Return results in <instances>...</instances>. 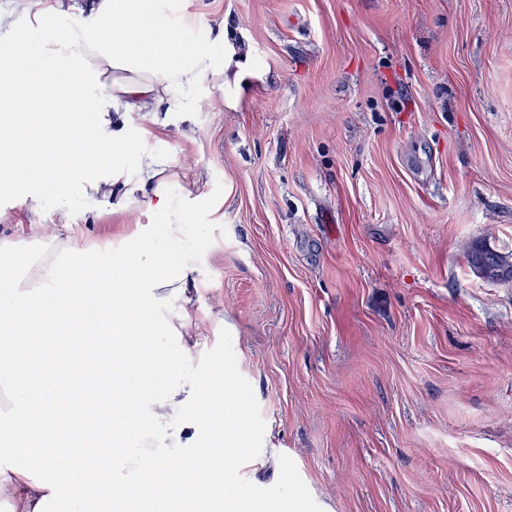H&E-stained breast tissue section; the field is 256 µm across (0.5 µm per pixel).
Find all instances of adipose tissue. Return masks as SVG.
<instances>
[{
	"label": "adipose tissue",
	"mask_w": 512,
	"mask_h": 512,
	"mask_svg": "<svg viewBox=\"0 0 512 512\" xmlns=\"http://www.w3.org/2000/svg\"><path fill=\"white\" fill-rule=\"evenodd\" d=\"M187 7L188 0H38L35 16L0 14V38L9 43L0 51V126L11 132L9 140L0 141V167L21 174L36 204L59 164L80 167L86 178L59 188L64 205L78 195L100 196L117 210L134 201L165 222L161 229L137 225L108 262L71 234L26 244L0 237V258L12 262L0 278V445L8 450L0 456V494L12 501L14 512H76L71 488L79 473L103 480L113 505L123 506L124 490L135 489L148 498L162 496L165 512H190L195 497L182 468L165 464L171 449L190 448L183 418L195 425L213 419L217 437L223 433L219 416L243 418L241 407L225 410L213 379L189 389L170 375L131 420L163 442L145 460L93 451L101 425L112 422L115 403L76 392L73 385L93 383L97 370L82 364L54 369V390L36 401L23 384L36 325L49 323L63 335L98 340L100 350L113 356L119 345L111 339L110 324L129 320L147 305L168 309L189 286L191 261L166 259L159 242L177 237L183 225L210 212L211 203L188 188H175L155 160L115 193V176L130 146L121 132L108 130L114 114L150 112L173 97L181 110H191L200 83L223 80L215 54L232 57L236 50L220 33L209 46L188 47L193 26ZM39 133L49 135L50 144L35 161L27 145ZM97 149L111 151V174L93 165ZM71 414L79 419L78 429L61 434L60 420ZM190 450L195 468L210 477L207 490L222 495L224 512H236V503L223 496L231 476L222 449ZM150 468L157 484L141 478Z\"/></svg>",
	"instance_id": "ef3b65f1"
}]
</instances>
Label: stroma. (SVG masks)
<instances>
[{"instance_id":"1","label":"stroma","mask_w":512,"mask_h":512,"mask_svg":"<svg viewBox=\"0 0 512 512\" xmlns=\"http://www.w3.org/2000/svg\"><path fill=\"white\" fill-rule=\"evenodd\" d=\"M195 42L223 29L251 70L194 111L126 113L150 156L219 207L167 256L195 288L166 316L157 380L230 376L240 512H512V0H193ZM0 195V236L70 225L120 248L147 223L103 200L39 211ZM467 256L468 263L476 274L477 271L490 273L491 281L494 282H509L512 280V262L510 258L494 252L485 244L481 242L473 243L469 247ZM192 328V323L189 321H182L178 325L175 323L162 319L157 326H154L152 329H135L132 331L133 336H156L157 333L166 332L173 336H200L198 340L185 342L183 344V349L186 354L190 355L192 351L196 350L200 344L201 336H204L202 331L197 328L193 331L192 334L188 332L189 329ZM190 343V345H189Z\"/></svg>"}]
</instances>
